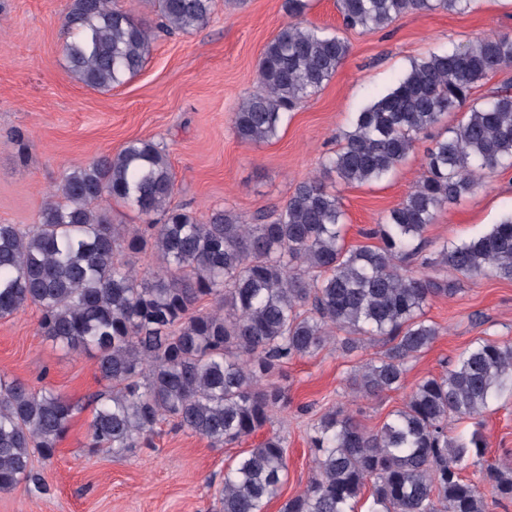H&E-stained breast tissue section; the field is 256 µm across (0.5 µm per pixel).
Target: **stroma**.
Returning a JSON list of instances; mask_svg holds the SVG:
<instances>
[{"label": "stroma", "instance_id": "1", "mask_svg": "<svg viewBox=\"0 0 512 512\" xmlns=\"http://www.w3.org/2000/svg\"><path fill=\"white\" fill-rule=\"evenodd\" d=\"M68 0H0V224L35 223L64 171L118 153L128 141L163 145L174 175L172 205L206 220L225 207L250 218L281 208L296 185L319 175L345 212L346 248L365 244L364 229L382 222L423 174L424 155L445 125L421 134L414 152L389 178L347 185L322 170L338 149L354 112L395 84L412 60L479 37L512 34V0H476L464 14L414 12L382 30L350 31L348 57L315 95L294 110L277 138L246 145L233 116L257 89L261 52L286 21L284 0H214L209 22L189 33L158 30V18L139 0H113L154 28L143 69L124 84L98 91L69 70L63 46L70 35L63 17ZM512 212V169L485 174L482 185L437 211L424 233L429 251L470 240ZM454 294L431 298L426 319L440 335L407 365L402 389L376 397L351 392L356 366L378 357L381 343L345 355L329 346L289 360L279 380L288 406L241 443L215 447L191 432L160 421L152 443L118 458L89 453L93 410L88 395L105 390L94 358L56 345L38 330L40 311L29 305L0 319V377L32 388H53L80 409L52 459L34 457L47 489L16 487L0 493V512H211L225 467L275 433L287 442L288 476L267 512H281L313 475L309 429L334 406L377 431L402 408L407 391L443 373L465 348L483 340L512 342V281L451 271ZM482 426L449 420L452 435L481 430L489 458L512 466V399L492 404Z\"/></svg>", "mask_w": 512, "mask_h": 512}]
</instances>
